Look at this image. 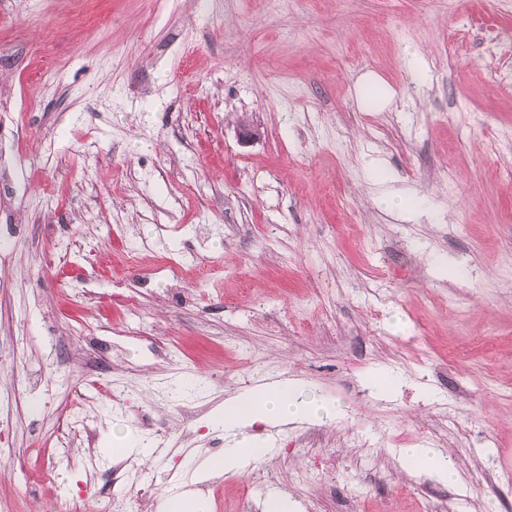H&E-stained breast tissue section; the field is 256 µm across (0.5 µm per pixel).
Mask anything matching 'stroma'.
<instances>
[{
	"mask_svg": "<svg viewBox=\"0 0 512 512\" xmlns=\"http://www.w3.org/2000/svg\"><path fill=\"white\" fill-rule=\"evenodd\" d=\"M0 57V512H512V0H0ZM285 378L335 419L193 481ZM112 444L114 447L112 448L113 455L128 456L133 454L144 459L153 453L152 448H149L150 446L147 444L136 442L133 439H127L126 436L116 437L115 440L112 441ZM404 456L416 467L421 468L436 479L453 483L458 481V473L449 458L433 448H406ZM208 503L198 494L174 490L165 499L164 512H208Z\"/></svg>",
	"mask_w": 512,
	"mask_h": 512,
	"instance_id": "obj_1",
	"label": "stroma"
}]
</instances>
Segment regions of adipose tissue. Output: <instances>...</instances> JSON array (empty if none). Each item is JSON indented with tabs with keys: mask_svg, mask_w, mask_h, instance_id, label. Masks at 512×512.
Returning <instances> with one entry per match:
<instances>
[{
	"mask_svg": "<svg viewBox=\"0 0 512 512\" xmlns=\"http://www.w3.org/2000/svg\"><path fill=\"white\" fill-rule=\"evenodd\" d=\"M332 407L320 397L305 392L288 380L261 383L252 390L225 400L223 412L211 424L223 428L230 446L223 456L202 462L204 475L229 473L259 459L266 444L249 430L255 425H285L331 416Z\"/></svg>",
	"mask_w": 512,
	"mask_h": 512,
	"instance_id": "ef3b65f1",
	"label": "adipose tissue"
}]
</instances>
